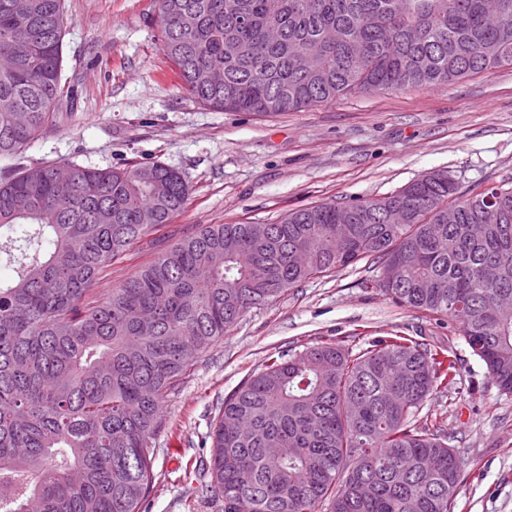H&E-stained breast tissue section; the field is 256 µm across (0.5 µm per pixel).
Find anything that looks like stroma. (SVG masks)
I'll return each mask as SVG.
<instances>
[{"instance_id": "stroma-1", "label": "stroma", "mask_w": 512, "mask_h": 512, "mask_svg": "<svg viewBox=\"0 0 512 512\" xmlns=\"http://www.w3.org/2000/svg\"><path fill=\"white\" fill-rule=\"evenodd\" d=\"M63 76L72 95L50 127L0 177L41 163L96 168L162 164L190 196L99 275L118 287L204 224H276L322 203L379 199L434 169L461 190L512 184V66L451 84L351 94L297 112H217L179 86L166 60L157 0H64ZM361 261L248 310L203 353L167 398L145 512H224L207 473L210 433L225 396L269 355L333 336L393 335L444 344L456 361L448 389L420 420L463 458L453 512H512V394L498 390L458 323L431 327L395 304Z\"/></svg>"}]
</instances>
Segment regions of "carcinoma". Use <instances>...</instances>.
Returning a JSON list of instances; mask_svg holds the SVG:
<instances>
[{"label": "carcinoma", "instance_id": "1", "mask_svg": "<svg viewBox=\"0 0 512 512\" xmlns=\"http://www.w3.org/2000/svg\"><path fill=\"white\" fill-rule=\"evenodd\" d=\"M158 0L162 50L216 111L288 112L353 93L448 84L512 65V0ZM62 0H0V157L62 108ZM213 69L224 73L215 87ZM189 198L180 172L73 163L0 178V512H142L168 395L249 309L362 260L394 303L459 322L512 393V186L465 196L445 171L380 200L207 224L100 299L99 272ZM460 224H444L448 206ZM408 218L386 224L385 209ZM349 238L336 237L343 213ZM496 271L493 284L483 268ZM448 350L389 336L271 355L211 432L224 512H451L462 460L418 424L454 381Z\"/></svg>", "mask_w": 512, "mask_h": 512}]
</instances>
